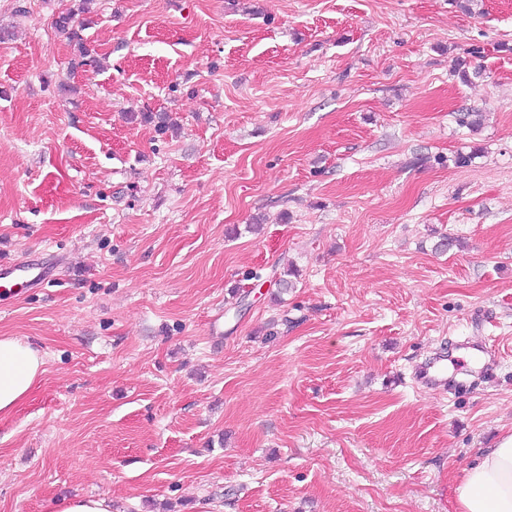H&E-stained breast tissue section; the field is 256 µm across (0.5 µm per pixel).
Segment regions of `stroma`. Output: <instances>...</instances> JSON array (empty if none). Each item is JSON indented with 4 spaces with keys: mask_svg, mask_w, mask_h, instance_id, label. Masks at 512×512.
Instances as JSON below:
<instances>
[{
    "mask_svg": "<svg viewBox=\"0 0 512 512\" xmlns=\"http://www.w3.org/2000/svg\"><path fill=\"white\" fill-rule=\"evenodd\" d=\"M76 5L0 0V262L61 264L0 297V512H453L512 431V0H91L97 69ZM82 1L76 10H70L66 14L60 15L54 23L55 29L59 34L66 35V38L70 42H74L77 46L78 50V57L80 60H78L77 63L73 62L74 65L78 66H93L97 63L96 57L93 55L92 51L93 49H90V47L87 45L85 40L82 38L81 34L79 33V29H76L75 23V15L77 13L75 12H84L82 10L84 9V3L88 0H80ZM41 352L13 336H0V415H10L29 395L44 370ZM447 360L442 357L434 363L424 365L420 373V382L430 387L448 385ZM48 512H112L110 501L105 498L73 496L62 501H53Z\"/></svg>",
    "mask_w": 512,
    "mask_h": 512,
    "instance_id": "35a3bbf8",
    "label": "stroma"
}]
</instances>
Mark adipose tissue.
Wrapping results in <instances>:
<instances>
[{
  "label": "adipose tissue",
  "instance_id": "adipose-tissue-1",
  "mask_svg": "<svg viewBox=\"0 0 512 512\" xmlns=\"http://www.w3.org/2000/svg\"><path fill=\"white\" fill-rule=\"evenodd\" d=\"M41 352L12 336H0V415L11 414L44 372ZM454 512H512V432L462 468L454 487Z\"/></svg>",
  "mask_w": 512,
  "mask_h": 512
}]
</instances>
